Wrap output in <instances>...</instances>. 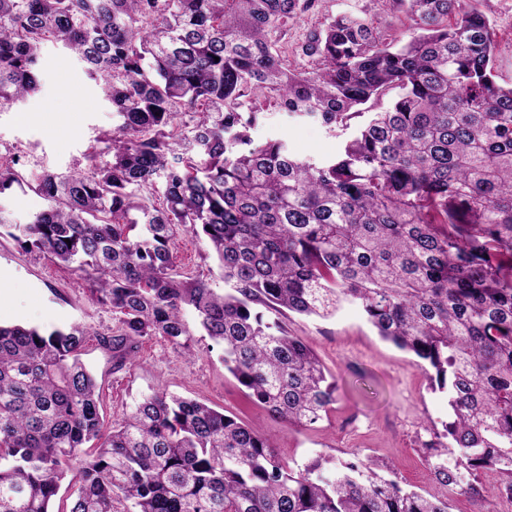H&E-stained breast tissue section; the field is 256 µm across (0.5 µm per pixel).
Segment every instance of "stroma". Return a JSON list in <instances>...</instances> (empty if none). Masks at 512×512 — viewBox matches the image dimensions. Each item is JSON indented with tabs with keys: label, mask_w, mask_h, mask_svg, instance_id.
Wrapping results in <instances>:
<instances>
[{
	"label": "stroma",
	"mask_w": 512,
	"mask_h": 512,
	"mask_svg": "<svg viewBox=\"0 0 512 512\" xmlns=\"http://www.w3.org/2000/svg\"><path fill=\"white\" fill-rule=\"evenodd\" d=\"M479 9L493 24L498 51L495 75L512 84V0H479ZM369 12L395 36L410 24L380 0H320L288 34L289 45L304 39L311 25L339 13ZM38 95L0 109V156L20 157L35 171L75 170L95 139L115 131L120 119L102 87L89 80L81 63L55 43H46ZM251 136L261 142L284 140L299 156L334 155L336 138L316 120L267 111ZM177 265L223 288L217 266L201 241L180 231L174 245ZM93 284L80 271L22 249L0 237V324L34 326L49 332L71 325L88 333L82 359L102 387L106 424H114L142 397L156 388L197 399L270 437L281 461L298 469L319 457L383 459L398 469L406 488L443 495L420 454L428 429L448 418V395L431 390L415 358L382 340L355 305L335 316H291L289 331L303 338L336 381V402L316 427L289 425L248 398L224 368L223 351L209 339L198 342L191 357L174 352L162 339L143 341L133 363L121 364L109 347L99 344L112 335L117 319L111 308L92 300Z\"/></svg>",
	"instance_id": "35a3bbf8"
}]
</instances>
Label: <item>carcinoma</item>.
<instances>
[{
    "label": "carcinoma",
    "instance_id": "cac0c4a2",
    "mask_svg": "<svg viewBox=\"0 0 512 512\" xmlns=\"http://www.w3.org/2000/svg\"><path fill=\"white\" fill-rule=\"evenodd\" d=\"M315 2L0 0L1 108L40 90L51 40L122 120L83 170L0 163V194L47 202L24 224L0 208V229L93 280L120 362L156 336L190 356L202 332L294 425L326 418L336 384L283 319L358 305L448 390V422L422 442L436 483L512 502V85L494 80V31L476 0H385L419 33L398 43L337 15L292 69L283 45ZM271 108L320 121L339 153L254 141ZM186 227L224 292L177 269ZM85 336L0 325V512H449L385 461L292 470L271 438L165 390L108 428Z\"/></svg>",
    "mask_w": 512,
    "mask_h": 512
}]
</instances>
